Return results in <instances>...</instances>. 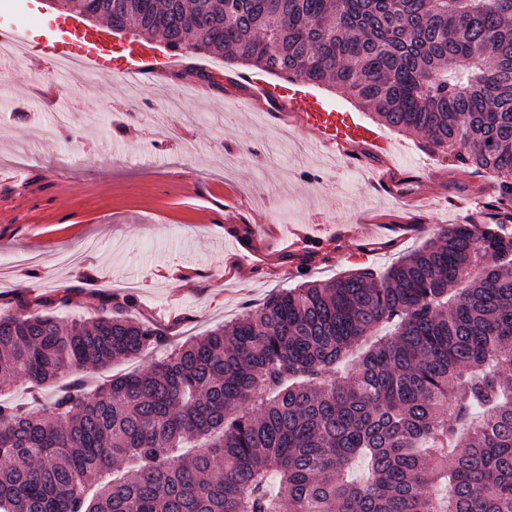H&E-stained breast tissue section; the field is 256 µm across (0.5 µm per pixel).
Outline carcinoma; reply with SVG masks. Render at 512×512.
Segmentation results:
<instances>
[{
    "label": "carcinoma",
    "instance_id": "obj_1",
    "mask_svg": "<svg viewBox=\"0 0 512 512\" xmlns=\"http://www.w3.org/2000/svg\"><path fill=\"white\" fill-rule=\"evenodd\" d=\"M64 2L339 89L490 173L502 219L441 227L382 277L283 288L92 393L83 372L165 332L121 304L0 314V512H512V0ZM64 376L46 404L8 398Z\"/></svg>",
    "mask_w": 512,
    "mask_h": 512
}]
</instances>
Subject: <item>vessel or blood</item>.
Masks as SVG:
<instances>
[{"instance_id":"obj_1","label":"vessel or blood","mask_w":512,"mask_h":512,"mask_svg":"<svg viewBox=\"0 0 512 512\" xmlns=\"http://www.w3.org/2000/svg\"><path fill=\"white\" fill-rule=\"evenodd\" d=\"M104 31L82 32L77 25H60L50 29L41 41L42 52L56 65H64L83 76L103 72L112 55L105 43ZM165 59L148 48H132L125 52L116 70L123 77L134 78L163 68ZM260 94L275 99L299 115L325 144L343 147L351 143L366 144L385 151L389 143L381 129L356 122L348 114L336 111L322 98L308 92H286L283 87L257 81Z\"/></svg>"}]
</instances>
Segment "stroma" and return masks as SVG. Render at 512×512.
Listing matches in <instances>:
<instances>
[{
    "label": "stroma",
    "mask_w": 512,
    "mask_h": 512,
    "mask_svg": "<svg viewBox=\"0 0 512 512\" xmlns=\"http://www.w3.org/2000/svg\"><path fill=\"white\" fill-rule=\"evenodd\" d=\"M50 12L0 0V24L29 37ZM241 71L175 55L136 82L105 73L62 91L29 55L0 75V261L37 257L0 276V314L22 296L66 294L53 315L90 319L101 293L183 342L280 289L381 273L441 226L486 223L490 174L459 173L389 128L390 152L353 145L350 169ZM173 93L187 115L167 112ZM17 157L25 174L9 165Z\"/></svg>",
    "instance_id": "obj_1"
}]
</instances>
